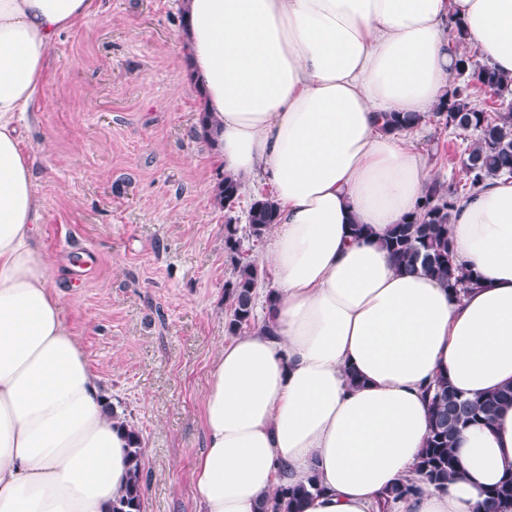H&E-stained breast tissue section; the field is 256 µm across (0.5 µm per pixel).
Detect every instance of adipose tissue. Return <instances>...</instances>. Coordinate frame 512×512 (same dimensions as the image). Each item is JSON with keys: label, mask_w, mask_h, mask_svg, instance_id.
Returning a JSON list of instances; mask_svg holds the SVG:
<instances>
[{"label": "adipose tissue", "mask_w": 512, "mask_h": 512, "mask_svg": "<svg viewBox=\"0 0 512 512\" xmlns=\"http://www.w3.org/2000/svg\"><path fill=\"white\" fill-rule=\"evenodd\" d=\"M98 7L0 0V512H110L128 480L127 429L38 251L18 125L56 39ZM182 12L215 159L264 178L278 206L270 328L223 344L202 393V512H257L311 474L322 490L303 512H379L416 476L429 385L444 374L470 397L512 385V180H487L452 216L456 260L479 286L401 274L382 245L433 178L384 114L432 111L465 43L512 79V0H182ZM355 224L370 236L353 238ZM455 451L460 478L391 512H477L512 472V404Z\"/></svg>", "instance_id": "adipose-tissue-1"}]
</instances>
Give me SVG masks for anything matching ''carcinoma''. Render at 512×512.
I'll use <instances>...</instances> for the list:
<instances>
[{
    "label": "carcinoma",
    "mask_w": 512,
    "mask_h": 512,
    "mask_svg": "<svg viewBox=\"0 0 512 512\" xmlns=\"http://www.w3.org/2000/svg\"><path fill=\"white\" fill-rule=\"evenodd\" d=\"M456 74L463 81L448 88L447 99L437 105L434 116L448 128L477 133L463 160L467 185L473 191L489 177L512 176V107L492 116L489 104L475 105L478 94L498 95L509 83L491 65L476 64L466 53L458 59ZM421 122L419 115L393 114L387 118L386 128L412 129ZM239 195L240 184L230 175L224 176L214 193L215 203L229 212L224 222V254L233 265V276L224 283V300L229 305L225 327L230 335L255 327L256 289L266 277L254 260L244 256V239H261L277 219L274 200L262 194L248 210V224H237L230 212ZM458 200L457 189L443 191L430 186L421 197L416 215L388 231L384 245L399 271L425 273L459 292L478 284L479 275L457 265L451 250L449 226ZM427 395L430 429L417 464L418 478L392 486L380 503V512H388L391 502L417 494L425 487L444 489L456 479L461 472L454 451L458 435L473 423L491 424L499 408L512 403V385L469 398L442 375L428 387ZM128 457L130 481L122 496L112 502V512H142L141 436L134 427L129 431ZM319 491L321 487L314 477L282 484L275 491L274 512H301L304 500ZM481 508L483 512H512L511 472L486 492Z\"/></svg>",
    "instance_id": "cac0c4a2"
}]
</instances>
